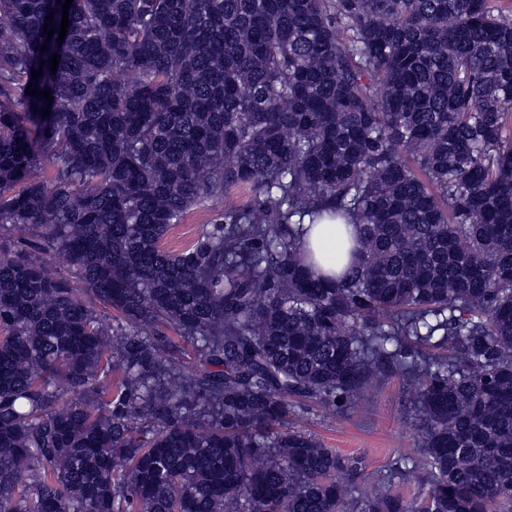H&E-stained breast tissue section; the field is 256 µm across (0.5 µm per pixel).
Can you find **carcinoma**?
Masks as SVG:
<instances>
[{
	"label": "carcinoma",
	"instance_id": "1",
	"mask_svg": "<svg viewBox=\"0 0 512 512\" xmlns=\"http://www.w3.org/2000/svg\"><path fill=\"white\" fill-rule=\"evenodd\" d=\"M62 14L0 0V512H512V20L72 0L60 43ZM324 210L359 228L334 279L298 246ZM390 371L421 460L387 483L421 467L412 498L288 426L363 414ZM249 199V194L242 190H233L218 201H205L195 207L177 224L164 239V246L170 250L181 249L192 242L206 224H215L224 214V209L238 206Z\"/></svg>",
	"mask_w": 512,
	"mask_h": 512
}]
</instances>
